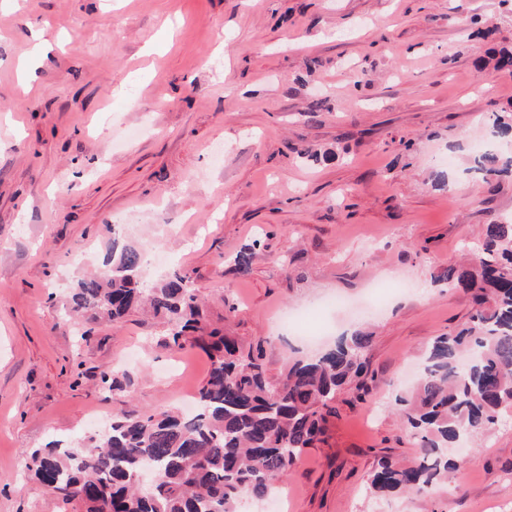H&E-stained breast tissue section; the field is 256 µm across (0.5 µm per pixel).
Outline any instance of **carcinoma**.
<instances>
[{"instance_id": "obj_1", "label": "carcinoma", "mask_w": 512, "mask_h": 512, "mask_svg": "<svg viewBox=\"0 0 512 512\" xmlns=\"http://www.w3.org/2000/svg\"><path fill=\"white\" fill-rule=\"evenodd\" d=\"M490 61L512 70V49L492 51ZM490 135L511 137L512 113L496 117ZM468 171L491 186L512 176V156L474 153ZM470 251V267L450 265L443 274L473 293L470 325L436 337L416 386L394 397L419 438V457L408 467L380 460L370 479L375 492L434 489L455 466L449 447L512 423V221L483 225ZM142 256L133 247L112 251L108 274L72 288L69 314L112 324L144 305L164 318L166 345H190L209 359L196 413H123L101 435L31 450L29 469L78 512H236L239 496H271L303 449L321 441L336 395L363 369L370 336H343L271 379L261 347L245 349L206 321L187 275L141 280Z\"/></svg>"}]
</instances>
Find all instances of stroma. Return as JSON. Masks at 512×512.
<instances>
[{
  "mask_svg": "<svg viewBox=\"0 0 512 512\" xmlns=\"http://www.w3.org/2000/svg\"><path fill=\"white\" fill-rule=\"evenodd\" d=\"M40 27L54 55L21 74ZM505 46L512 0H0V512L66 510L30 449L182 407L207 378L149 313L65 322L116 246L164 255L146 279L186 273L271 378L316 352L281 312L321 310L325 347L370 335L363 389L275 485L285 512H512V426L475 439L452 488H368L380 457L418 455L393 405L404 369L474 312L443 273L512 217V180L469 171L512 110V72L476 67Z\"/></svg>",
  "mask_w": 512,
  "mask_h": 512,
  "instance_id": "obj_1",
  "label": "stroma"
}]
</instances>
